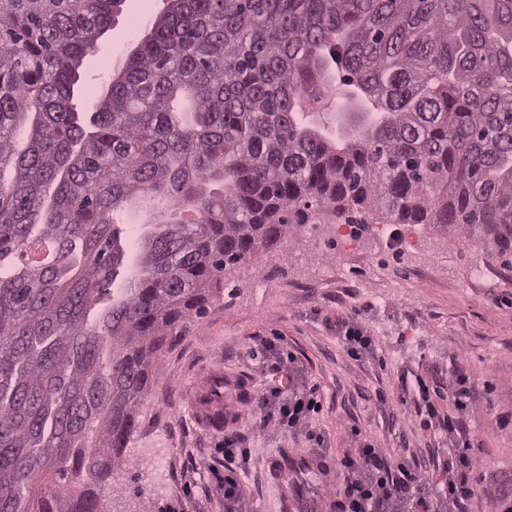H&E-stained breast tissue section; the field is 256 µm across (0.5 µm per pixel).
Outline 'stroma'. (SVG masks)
<instances>
[{
  "label": "stroma",
  "instance_id": "35a3bbf8",
  "mask_svg": "<svg viewBox=\"0 0 512 512\" xmlns=\"http://www.w3.org/2000/svg\"><path fill=\"white\" fill-rule=\"evenodd\" d=\"M126 0L114 25L86 58L74 103L92 111L96 93L136 45L145 7ZM346 224L317 215L253 261L227 274L204 317L187 323L152 371L122 471L103 485L111 512H224V467L232 465L248 512H293L277 470L282 450L334 464L359 427L390 463L417 460L433 495L444 490L448 443L420 427L417 382L447 394L458 371L475 390L462 412L482 479L468 512H487L495 491L512 493V268L485 258L464 237L426 224H387L349 238ZM482 277H474L475 268ZM352 314L372 336L374 352L350 358L326 317ZM292 354L299 384L313 388L320 411L311 425L325 438L310 447L303 433L264 424L260 395L272 383V351ZM224 400L237 384L252 397L247 417L216 428L202 403L214 379ZM243 438L247 458L224 457L225 435Z\"/></svg>",
  "mask_w": 512,
  "mask_h": 512
}]
</instances>
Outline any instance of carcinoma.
Returning a JSON list of instances; mask_svg holds the SVG:
<instances>
[{
    "mask_svg": "<svg viewBox=\"0 0 512 512\" xmlns=\"http://www.w3.org/2000/svg\"><path fill=\"white\" fill-rule=\"evenodd\" d=\"M122 2L0 0V512H104L173 334L312 207L512 257V0H167L85 114ZM333 72L374 108L336 134L299 119Z\"/></svg>",
    "mask_w": 512,
    "mask_h": 512,
    "instance_id": "cac0c4a2",
    "label": "carcinoma"
}]
</instances>
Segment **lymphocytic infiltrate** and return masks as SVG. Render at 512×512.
Instances as JSON below:
<instances>
[{
	"label": "lymphocytic infiltrate",
	"instance_id": "f902f5d3",
	"mask_svg": "<svg viewBox=\"0 0 512 512\" xmlns=\"http://www.w3.org/2000/svg\"><path fill=\"white\" fill-rule=\"evenodd\" d=\"M475 381L469 374L456 375L452 392L455 415H447L433 401L426 384H419L425 404V428L445 432L453 450L448 455V484L444 495L432 497L421 467L403 461L391 466L383 449L364 440L358 428H351V448L337 462L336 474L342 482L336 487V512H465L480 476V461L459 412L465 407ZM279 388L268 389L262 398L269 412L266 422L284 429H307V438L320 441L309 431L312 413L319 408L313 391L292 392L281 400Z\"/></svg>",
	"mask_w": 512,
	"mask_h": 512
}]
</instances>
